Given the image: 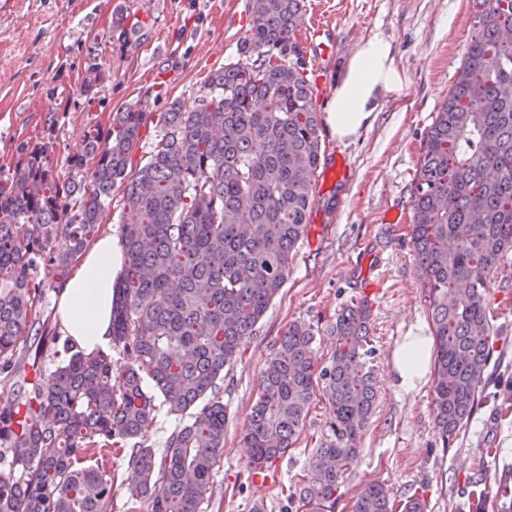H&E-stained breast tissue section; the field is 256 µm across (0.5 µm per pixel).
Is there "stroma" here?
<instances>
[{
  "instance_id": "35a3bbf8",
  "label": "stroma",
  "mask_w": 512,
  "mask_h": 512,
  "mask_svg": "<svg viewBox=\"0 0 512 512\" xmlns=\"http://www.w3.org/2000/svg\"><path fill=\"white\" fill-rule=\"evenodd\" d=\"M123 6L148 31L140 45L109 42L112 13ZM324 7L334 29L328 57H314L304 28ZM250 0H0V168L13 166L19 143H49L56 172L66 175L84 131L108 126L114 112L143 101L149 111L171 102L196 106L210 75L237 61L245 31L233 22ZM295 38L317 102L327 106L355 46L379 34L391 44L402 91L386 94L374 124L356 140L323 131L327 151L344 156L345 175L317 186L305 237L293 251L288 279L253 336L224 374V450L206 512H285L316 448L330 437L324 382L287 455L254 483L245 434L260 395L261 370L294 322L316 332L320 365L334 350L331 330L341 309L367 298L377 377L376 409L361 439L353 475L335 512H351L358 485L385 484L394 497L423 496L428 512H470L472 484L486 480L488 512H512V282L495 286L497 330L493 383L448 451L436 446L432 379L399 386L394 352L409 336L430 333L426 292L410 242L412 196L420 149L448 99L474 34L472 0H304ZM103 56L105 78L94 100L81 94L88 48ZM56 112L47 133L48 112Z\"/></svg>"
}]
</instances>
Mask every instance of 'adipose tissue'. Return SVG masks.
<instances>
[{"instance_id": "obj_1", "label": "adipose tissue", "mask_w": 512, "mask_h": 512, "mask_svg": "<svg viewBox=\"0 0 512 512\" xmlns=\"http://www.w3.org/2000/svg\"><path fill=\"white\" fill-rule=\"evenodd\" d=\"M404 78L390 43L373 35L348 58L329 104L327 121L337 140H353L372 126L384 93L401 89ZM119 250L112 236L95 239L81 256L58 294L62 335L85 353L105 348L112 338V294ZM430 357L428 337L414 336L395 352V374L401 387L412 390L422 379Z\"/></svg>"}]
</instances>
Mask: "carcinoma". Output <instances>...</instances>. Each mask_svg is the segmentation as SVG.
Listing matches in <instances>:
<instances>
[{
  "instance_id": "carcinoma-1",
  "label": "carcinoma",
  "mask_w": 512,
  "mask_h": 512,
  "mask_svg": "<svg viewBox=\"0 0 512 512\" xmlns=\"http://www.w3.org/2000/svg\"><path fill=\"white\" fill-rule=\"evenodd\" d=\"M475 5L477 33L423 139L413 191L444 453L483 398L496 335L490 288L512 278V0ZM301 9L302 0H251L237 62L210 75L197 106L113 113L108 128L85 131L66 178L47 142L20 143L14 166L0 171V372L14 392L0 406V512H112L117 482L147 512H205L224 447V369L287 281L325 153L294 37ZM127 19L118 11L112 20L110 39L122 49L146 36ZM102 78L91 48L81 94L98 93ZM154 121L161 139L132 174L130 156ZM116 187L131 214L112 300V346L122 356L66 340L45 372L43 348L58 337L37 307L99 234ZM368 319L365 300L342 309L323 367L314 329L295 322L261 371L245 435L254 471L293 446L314 383H326L332 435L288 496L290 510L334 508L354 473L376 401ZM162 406L183 423L160 452L148 433ZM121 443L129 459L120 476L101 454ZM353 500L352 512H426L419 496L398 500L379 482L360 485Z\"/></svg>"
}]
</instances>
